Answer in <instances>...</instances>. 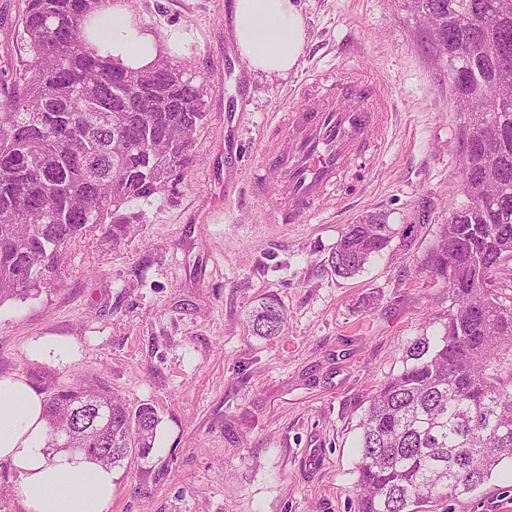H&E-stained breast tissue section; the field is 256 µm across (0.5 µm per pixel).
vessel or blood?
I'll list each match as a JSON object with an SVG mask.
<instances>
[{"mask_svg": "<svg viewBox=\"0 0 512 512\" xmlns=\"http://www.w3.org/2000/svg\"><path fill=\"white\" fill-rule=\"evenodd\" d=\"M285 109L284 126L265 134L263 163L248 185L249 201L264 194L265 174L276 169L285 187L280 219L307 224L319 217V201L350 173L367 176L372 139H385L394 108L385 78L345 70L332 83L309 70Z\"/></svg>", "mask_w": 512, "mask_h": 512, "instance_id": "vessel-or-blood-1", "label": "vessel or blood"}]
</instances>
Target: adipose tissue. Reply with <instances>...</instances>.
<instances>
[{"instance_id":"obj_1","label":"adipose tissue","mask_w":512,"mask_h":512,"mask_svg":"<svg viewBox=\"0 0 512 512\" xmlns=\"http://www.w3.org/2000/svg\"><path fill=\"white\" fill-rule=\"evenodd\" d=\"M232 35L242 59L257 71L284 75L297 68L308 41L306 18L296 0H233ZM89 41L99 56L140 69L160 52L180 54L189 36L172 27L164 39L144 31L125 0L99 10ZM43 396L23 376H0V462L20 480L22 512H108L114 469L81 455H50Z\"/></svg>"}]
</instances>
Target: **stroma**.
Returning <instances> with one entry per match:
<instances>
[{
    "mask_svg": "<svg viewBox=\"0 0 512 512\" xmlns=\"http://www.w3.org/2000/svg\"><path fill=\"white\" fill-rule=\"evenodd\" d=\"M155 36L191 39L187 64L207 117L174 191L139 203L143 228L120 252L72 247L55 288L0 306V375L66 383L99 376L131 407H155L149 453L115 469L109 512H353L356 424L371 394L401 368L417 337L439 335L448 290L420 271L449 203L462 202L468 127L408 0H300L308 44L284 76L249 71L232 39L229 0H127ZM20 0H0V70L19 62ZM385 75L394 126L371 182L337 186L324 220L281 224L277 173L263 208L240 195L307 70ZM349 207H342L346 196ZM377 214L389 247L350 278L330 251L347 225ZM287 309L282 337L250 334L262 297ZM69 336L71 364L31 360L28 344ZM448 512H512V461Z\"/></svg>",
    "mask_w": 512,
    "mask_h": 512,
    "instance_id": "1",
    "label": "stroma"
}]
</instances>
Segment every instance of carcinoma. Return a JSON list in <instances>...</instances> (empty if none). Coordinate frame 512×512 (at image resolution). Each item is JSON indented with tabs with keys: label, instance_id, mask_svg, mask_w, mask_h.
<instances>
[{
	"label": "carcinoma",
	"instance_id": "cac0c4a2",
	"mask_svg": "<svg viewBox=\"0 0 512 512\" xmlns=\"http://www.w3.org/2000/svg\"><path fill=\"white\" fill-rule=\"evenodd\" d=\"M109 0H22L25 58L0 100V305L54 287L71 245L93 239L119 251L141 231L132 205L187 176L204 124L203 89L186 67L158 56L134 70L95 54L91 10ZM485 4L491 27L475 25ZM435 27L451 32L445 54L456 95L476 78L471 125L499 132L492 148L471 143L460 159L466 201L421 271L448 289L440 336L407 348L401 370L367 400L358 423L355 512H448L512 458V304L494 288L512 258V0H415ZM496 180V206L481 203ZM391 225L367 215L347 225L329 255L351 277L389 245ZM276 297L261 302L252 334H284ZM49 447L116 466L153 447L154 407L132 408L101 380L45 386Z\"/></svg>",
	"mask_w": 512,
	"mask_h": 512
}]
</instances>
